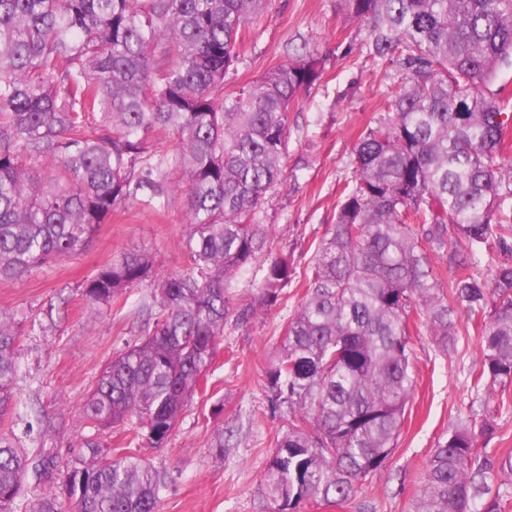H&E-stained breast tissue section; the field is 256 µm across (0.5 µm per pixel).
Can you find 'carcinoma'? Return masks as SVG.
Instances as JSON below:
<instances>
[{"label": "carcinoma", "mask_w": 512, "mask_h": 512, "mask_svg": "<svg viewBox=\"0 0 512 512\" xmlns=\"http://www.w3.org/2000/svg\"><path fill=\"white\" fill-rule=\"evenodd\" d=\"M270 0H0V281L81 255L129 203L189 200L185 264L162 277L153 322L100 370L80 415L122 427L128 444L163 445L207 373L234 311L226 283L267 249L258 215L285 169L290 110L315 86L312 55L223 94L239 31ZM366 23L370 53L405 75L388 114L355 145L356 170L317 249L306 294L267 373L287 429L262 478L278 512L342 503L380 469L416 379L411 323L446 352L462 313L480 328L472 385L489 423L512 385V264L474 271L512 236L507 123L489 85L512 67V0H343ZM44 170L41 177L31 170ZM177 169L183 180L167 181ZM453 269L440 288L426 251ZM152 263L129 252L81 284L92 307L126 306ZM268 256L261 306L292 281ZM19 330L0 314V419L16 406ZM66 426L42 420L43 439ZM64 464L0 431V512H159L165 475L134 453ZM460 422L431 455L412 512H504L499 480ZM36 474L42 487L24 488Z\"/></svg>", "instance_id": "cac0c4a2"}]
</instances>
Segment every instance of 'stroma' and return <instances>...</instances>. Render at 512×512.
I'll return each mask as SVG.
<instances>
[{"instance_id":"stroma-1","label":"stroma","mask_w":512,"mask_h":512,"mask_svg":"<svg viewBox=\"0 0 512 512\" xmlns=\"http://www.w3.org/2000/svg\"><path fill=\"white\" fill-rule=\"evenodd\" d=\"M366 39L365 25L348 16L341 0H271L243 32L240 57L224 82L225 91L305 53L324 61L320 80L291 109L286 172L260 212L274 253L290 256L295 274L277 303L228 321L205 395L195 397L162 447L138 448L139 456L167 474L161 512L277 508L264 496L261 480L283 435L288 408L271 405L266 372L302 301L312 256L333 222L340 192L354 178L355 144L386 116L390 93L404 81L398 67L370 56ZM187 208L181 192L170 194L161 212L125 206L100 226L76 259L18 281L0 282V313L12 315L20 330L16 400L27 418L13 420L11 428L24 448L39 446L34 426L38 418L61 415L68 426L51 443L62 462L86 457L93 440L102 450L125 451L122 429L87 427L80 407L102 366L134 341L148 320L155 277L182 268ZM128 251L150 258L153 277L133 288L127 307L90 309L79 285ZM457 328V349L446 355L424 324L412 326L416 387L396 447L348 502L306 500L299 512H411L430 455L467 417L476 399L469 372L482 360L479 329L463 315ZM503 399L492 434L477 444L490 449L492 468L506 480L512 478V471L503 467L505 460H512V389ZM219 425L226 430L220 455L210 446Z\"/></svg>"}]
</instances>
